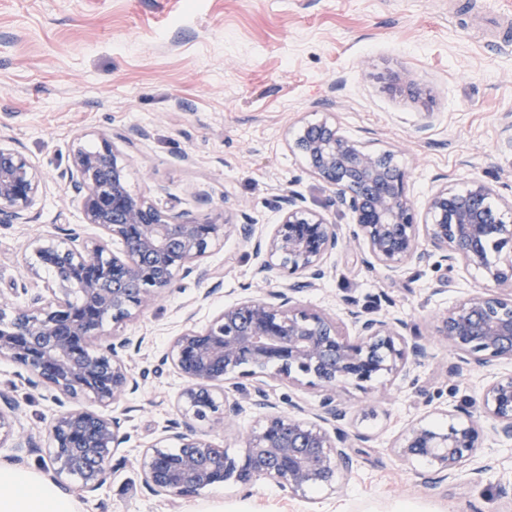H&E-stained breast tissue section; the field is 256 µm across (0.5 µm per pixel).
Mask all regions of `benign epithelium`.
<instances>
[{
    "instance_id": "7a95c632",
    "label": "benign epithelium",
    "mask_w": 512,
    "mask_h": 512,
    "mask_svg": "<svg viewBox=\"0 0 512 512\" xmlns=\"http://www.w3.org/2000/svg\"><path fill=\"white\" fill-rule=\"evenodd\" d=\"M388 89L417 98L421 88L406 74L390 77ZM295 148L308 160L310 173L330 191L328 206L350 215L347 231L327 211L306 204L294 190L279 197L280 221L267 233L247 218L236 224L201 222L175 205L128 192L122 153L104 138L100 151L76 148L66 177L81 202L84 223L101 230L95 238L62 245L53 239L32 245L38 255L57 258L54 278L44 291L15 306L8 332H0V358L14 363L35 389L46 387L65 399L86 398L93 408H73L54 417L45 454L51 479L75 480L92 494L112 475L114 450L126 441L120 420L103 412L137 389L124 361L130 340L119 325L153 307L177 274L206 279L202 259L220 238L234 235L254 243L262 281L276 272L288 277L278 291L224 307L203 330L193 326L175 336L164 361L185 380L179 395L192 418L210 426L251 411L254 425L245 436L238 461L224 454L208 434L190 421L176 434L177 452L160 438L142 455L139 466L147 489L156 495L184 497L210 489L235 473L269 479L291 495L313 487L333 489L354 462L353 449L371 436L345 428L348 410L341 398L345 385L361 389L378 378L408 379L413 367L429 357L428 341L393 315L367 316L345 303L353 334L341 331L337 318L301 309L295 295L315 287L330 270L328 257L355 251L387 275L407 265L437 257L449 272L477 268L488 287L468 294L437 315V332L455 361L448 378L512 360V203L493 207V188L480 179L460 192L441 186L427 199L418 221L407 195V172L392 149H376L346 136L330 114L301 125ZM42 188L33 163L17 149L0 143V223L26 224ZM508 251L506 260L499 254ZM112 322V331L105 329ZM276 367L275 375L292 385L321 393L310 409L294 404L295 413L278 410L255 378V369ZM253 378L237 386L238 396L216 403L215 390L234 377ZM480 415L463 408L446 429L419 419L394 449L410 461L428 459L425 481L465 478L479 482L494 469L481 459L485 441L512 443V373L493 377L480 393ZM18 404L0 393V447L15 449L11 462L39 451L36 439L15 428Z\"/></svg>"
}]
</instances>
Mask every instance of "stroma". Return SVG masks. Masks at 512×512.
Returning <instances> with one entry per match:
<instances>
[{
	"label": "stroma",
	"instance_id": "stroma-1",
	"mask_svg": "<svg viewBox=\"0 0 512 512\" xmlns=\"http://www.w3.org/2000/svg\"><path fill=\"white\" fill-rule=\"evenodd\" d=\"M403 71L420 98L388 91L389 76ZM328 112L345 134L397 150L416 208L440 185L462 190L474 179L512 199V0H0V140L29 156L45 183L29 223L0 224V293L24 304L16 289L38 266L32 242L74 228L96 235L60 178L74 147L118 142L131 194L173 200L203 221L244 214L275 224L285 190L313 206L329 196L293 150L299 126ZM205 263L208 280L176 279L121 328L141 342L127 359L139 388L110 410L128 440L95 496L68 486L81 512H394L402 502L419 512H512V500L494 494L498 475L512 473V446L498 447L496 472L480 485L424 482L425 462L393 451L413 420L447 426V410L477 409L491 374L512 372L504 360L453 382L446 373L453 357L435 317L486 287L482 273L411 265L389 278L345 252L328 259L335 277L297 294V304L338 315L354 298L370 314L405 319L431 349L415 385L344 389L349 429L372 437L355 449L352 472L336 490L303 498L267 480L188 498L149 493L135 460L186 419L183 380L163 361L172 338L186 319L204 328L258 293L257 260L237 237L218 241ZM443 276L447 292L432 294ZM0 392L19 402L18 427L46 442L60 412L51 391H31L0 359Z\"/></svg>",
	"mask_w": 512,
	"mask_h": 512
}]
</instances>
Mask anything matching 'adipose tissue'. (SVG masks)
<instances>
[{"label":"adipose tissue","instance_id":"obj_1","mask_svg":"<svg viewBox=\"0 0 512 512\" xmlns=\"http://www.w3.org/2000/svg\"><path fill=\"white\" fill-rule=\"evenodd\" d=\"M0 512H79V505L41 474L0 465Z\"/></svg>","mask_w":512,"mask_h":512}]
</instances>
